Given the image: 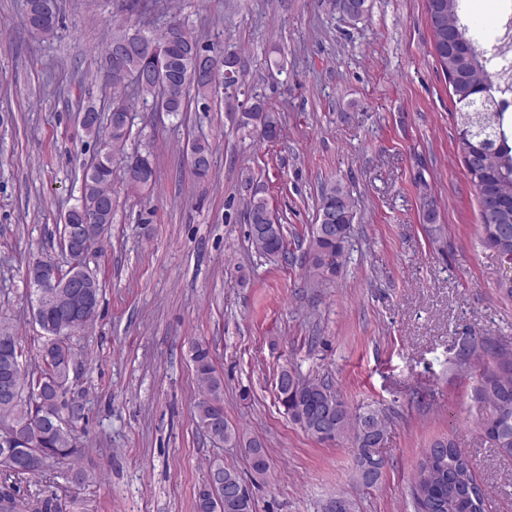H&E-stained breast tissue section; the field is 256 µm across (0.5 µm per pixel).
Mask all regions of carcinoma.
Masks as SVG:
<instances>
[{
    "label": "carcinoma",
    "mask_w": 512,
    "mask_h": 512,
    "mask_svg": "<svg viewBox=\"0 0 512 512\" xmlns=\"http://www.w3.org/2000/svg\"><path fill=\"white\" fill-rule=\"evenodd\" d=\"M26 3L30 5V14L24 25L44 38L54 37L59 23L57 0H26ZM437 5L440 9L429 20V26L433 36L446 41V50L439 55V64L446 75H454L449 85L455 96V107L464 109L472 104L478 105L485 74L493 64L490 50L480 46L470 35L468 26L461 22V0H427V12H432ZM127 35L129 30L125 24H118L102 53V69L116 93L128 87L134 72L150 67L135 51L121 60L114 58V45ZM155 39L166 44L164 61L170 84L165 111L178 115L185 111L190 97L205 100L216 91L211 85H195L189 78L202 57L208 55L221 61L224 49H204L194 35L184 40L173 35L170 28L156 34ZM509 92L512 93V86L501 91V96L494 97L487 116L490 126L478 131L472 139V146L483 154V175L479 180L471 179L480 201V219H486L491 210L507 219L505 224L482 225L483 243L487 245L493 240L505 252H512V96H507ZM249 111L255 124L281 135L280 113L265 101L254 99ZM86 135L102 140L103 148L84 170L81 180L78 205L99 213V217L97 223L86 225L79 247L72 253V260L80 265L84 264V257L92 246L101 239L105 225L112 223V211L101 210L100 204L112 198L111 156L125 153L130 132L125 129V120H115L110 114L106 124L87 131ZM195 151L199 164L193 169V174L204 178L212 168V150L207 142L197 141ZM266 207L267 199L262 190H255L246 202L247 217L257 219ZM325 208L353 213L351 193L344 182L338 180L321 186L317 211ZM348 238L347 232L338 238H323L316 231H311L308 258L313 272L322 274L321 263L326 257L336 258L338 268H343ZM249 240L256 252L278 256L286 248L285 227L281 223L251 224ZM42 318L41 332L58 331L61 337L50 350L40 348L38 369L12 374L19 399L15 402L0 399V429L15 425L26 433V442L11 459L0 458V472L8 477L29 473L24 465L27 456H41L46 464L71 465L79 454L73 427L58 423L64 412L75 410L79 404L67 399L68 389L57 387L55 379L61 363L74 367L71 335L89 325L92 318L75 314L66 319L62 309L49 303L43 304ZM192 360L203 393L195 404V415L201 427L212 439L243 449L254 475L264 477L270 463L261 443L245 439L224 418V381L217 373L210 349L202 343L195 344ZM275 388L285 413L308 434L323 440L352 435L356 448V476H361V470L371 457L378 456L376 448L384 442L386 433V422L379 409L366 405L353 411L324 381L304 379L286 366L278 372ZM480 396L490 410L481 426L484 436L499 455L512 457L511 350L500 351L495 367L484 370ZM469 468L468 456L454 440H435L424 450L418 466V476L412 488L414 512H422L427 505L435 506L434 512H483L487 491L481 486L472 493L468 491V481L471 480ZM254 509L253 495L226 501L224 486L209 480L199 487L194 500V512H254Z\"/></svg>",
    "instance_id": "carcinoma-1"
}]
</instances>
